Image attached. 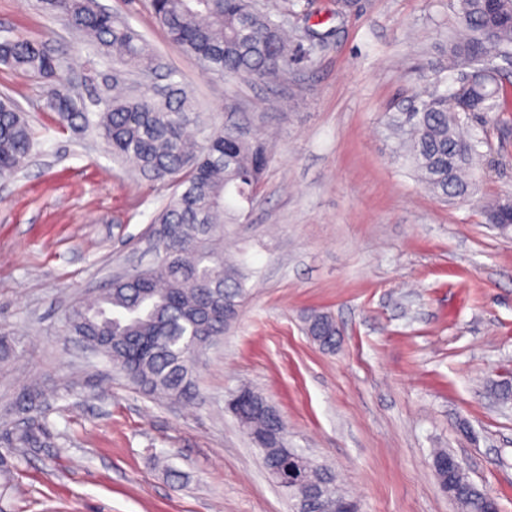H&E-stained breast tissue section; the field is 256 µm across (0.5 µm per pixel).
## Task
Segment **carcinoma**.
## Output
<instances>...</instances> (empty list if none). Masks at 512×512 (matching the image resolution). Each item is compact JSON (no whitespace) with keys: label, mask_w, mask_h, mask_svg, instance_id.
Instances as JSON below:
<instances>
[{"label":"carcinoma","mask_w":512,"mask_h":512,"mask_svg":"<svg viewBox=\"0 0 512 512\" xmlns=\"http://www.w3.org/2000/svg\"><path fill=\"white\" fill-rule=\"evenodd\" d=\"M36 8L83 36L92 49L89 72H97L98 65L112 67L111 90L86 100L76 95L62 59L46 40L5 38L0 62L40 85L42 109L56 114L59 124L95 134L113 157L133 162L140 174L183 187L154 218L160 243L156 261L74 308L66 328L87 337L90 349L137 387L166 400L190 401L198 368L191 350L203 351L224 335L246 295L247 277L239 263L224 258V228L239 219L237 203L254 200L271 158L269 143L232 128L191 134L195 101L183 88L172 82L160 90L128 83L130 73L144 77L162 64L142 36L103 11L98 0H36ZM148 8L173 43L216 74L272 83L288 73L295 41L285 24L249 0H148ZM457 14L459 28L448 34V71L493 69L497 60L512 58V0H457ZM463 94L493 121L512 112V93L495 74L431 96L414 112L388 117L403 135L405 160L440 197L470 192L463 174L483 143L462 120L457 100ZM32 148L29 121L10 97L0 99V178L23 168ZM510 206L509 195L492 199L485 208L489 221L502 223ZM307 331L315 341H336V323L325 313L311 316ZM45 402V393L31 387L17 413L38 410ZM266 405L261 393L245 388L240 411L256 435L272 426ZM55 447L46 423L32 417L22 426L4 420L0 486H11L12 458ZM303 476L316 485L334 481L328 469L313 464L303 468ZM449 497L463 512H487L484 498L463 474L453 478Z\"/></svg>","instance_id":"1"}]
</instances>
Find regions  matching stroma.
<instances>
[{"label": "stroma", "mask_w": 512, "mask_h": 512, "mask_svg": "<svg viewBox=\"0 0 512 512\" xmlns=\"http://www.w3.org/2000/svg\"><path fill=\"white\" fill-rule=\"evenodd\" d=\"M196 98L211 129L271 128L253 204L224 252L251 271L237 318L202 357L197 400L157 399L66 334L86 293L129 263L149 265L148 230L174 192L113 159L94 135L43 111L37 84L0 64V93L26 112L30 163L0 180V413L24 387L48 395L54 448L17 457L0 512H292V502L226 406L243 386L279 411L289 447L329 468L360 512H460L433 452L512 512V227L486 200L512 195V120L487 141L472 192L442 199L416 178L386 115L450 92L440 72L455 0H259L300 59L286 81H224L185 55L146 0H100ZM0 37L51 40L78 93L88 50L35 0H0ZM333 317V349L307 335Z\"/></svg>", "instance_id": "1"}]
</instances>
